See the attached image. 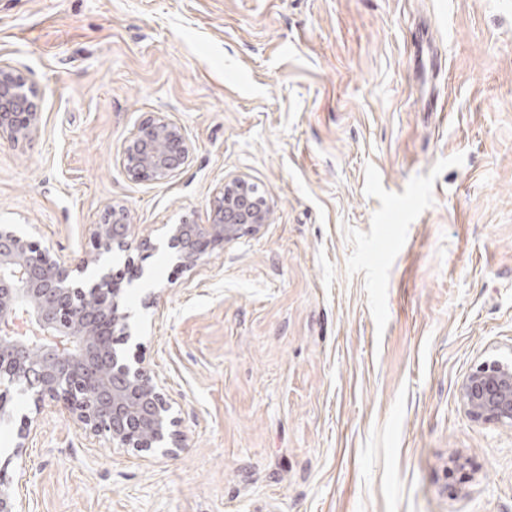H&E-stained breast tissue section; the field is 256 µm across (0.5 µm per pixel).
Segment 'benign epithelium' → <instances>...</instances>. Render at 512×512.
<instances>
[{
  "mask_svg": "<svg viewBox=\"0 0 512 512\" xmlns=\"http://www.w3.org/2000/svg\"><path fill=\"white\" fill-rule=\"evenodd\" d=\"M37 100V90L0 60V138L18 142L38 129ZM188 152L181 130L153 115L127 137L124 167L134 179L162 181L179 170ZM255 193L256 186L233 180L224 185L209 223L164 225L180 266L194 267L215 247L270 223V208L251 200ZM91 239L99 255L154 248L147 239L133 244L121 206L108 208L107 217L93 225ZM89 265L86 255L55 256L0 226V421L13 418L15 388L29 394L33 405L21 418L14 448L0 461V512H31L15 484L30 480L26 450L48 404L60 407L85 435L114 448L169 455L185 447L162 386L142 359L117 347V337H132L122 275L106 272L85 290L76 277ZM33 340L41 344L37 358L31 354ZM459 397L471 419L512 429V364H479L462 381ZM11 466L15 481L7 477Z\"/></svg>",
  "mask_w": 512,
  "mask_h": 512,
  "instance_id": "7a95c632",
  "label": "benign epithelium"
}]
</instances>
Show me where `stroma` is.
<instances>
[{"label": "stroma", "instance_id": "1", "mask_svg": "<svg viewBox=\"0 0 512 512\" xmlns=\"http://www.w3.org/2000/svg\"><path fill=\"white\" fill-rule=\"evenodd\" d=\"M1 59L41 117L0 139V225L79 257L124 206L185 440L145 458L46 411L32 512H512V430L458 393L512 361V0H0ZM157 113L189 155L131 179ZM235 178L270 224L177 267L164 225Z\"/></svg>", "mask_w": 512, "mask_h": 512}]
</instances>
